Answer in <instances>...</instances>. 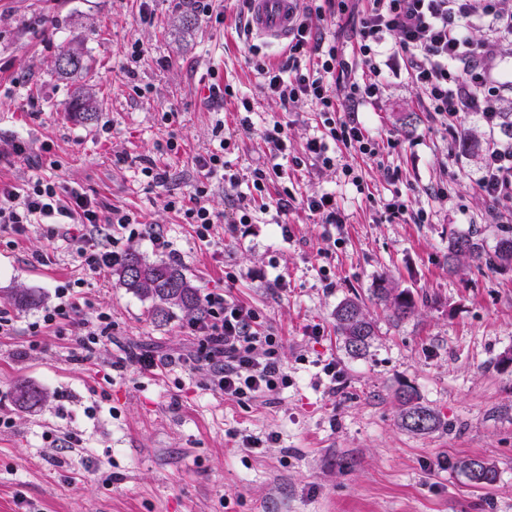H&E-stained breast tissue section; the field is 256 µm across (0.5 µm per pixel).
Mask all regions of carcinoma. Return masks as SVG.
<instances>
[{"instance_id": "1", "label": "carcinoma", "mask_w": 512, "mask_h": 512, "mask_svg": "<svg viewBox=\"0 0 512 512\" xmlns=\"http://www.w3.org/2000/svg\"><path fill=\"white\" fill-rule=\"evenodd\" d=\"M67 63L56 60L59 74L69 77L86 69L84 52L78 46L60 53ZM71 117L81 121H91L95 117L92 100L87 89L80 85L73 88L69 106ZM484 256L483 247L468 233H455L448 244V266L453 268L465 259L480 262ZM114 275L127 288L136 294L155 302L151 315L163 321L169 308L179 307L191 314L202 316L204 307L197 294V288L178 265L165 260L146 261L136 254L129 255ZM373 299L387 307L395 321H403L415 314L416 303L411 292L399 289L391 282L381 279L372 291ZM336 330L343 338L345 349L354 355L361 354L369 341L376 336V325L362 306L351 299L341 302L335 311ZM401 426L406 430L426 434L439 424L437 415L420 401L415 390L397 394Z\"/></svg>"}]
</instances>
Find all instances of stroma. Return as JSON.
Here are the masks:
<instances>
[{"mask_svg": "<svg viewBox=\"0 0 512 512\" xmlns=\"http://www.w3.org/2000/svg\"><path fill=\"white\" fill-rule=\"evenodd\" d=\"M365 6L349 0L315 34L350 51ZM212 7L207 16L196 0H0V180L23 184L38 166L152 225L200 294L224 292L279 336L288 384L243 402L213 390L207 366L185 362L198 348L190 315L174 307L154 321L151 300L113 275L79 290L80 317L112 315V341L95 361H78L67 335L31 348L28 326L58 286L77 278L76 254L55 224L33 225L15 244L0 237V306L15 317L13 335L0 336V416L12 421L0 428V512H512V364L503 361L512 354V264L448 267L452 234L475 231L489 253L512 235V223H490L474 184L486 141L502 130L469 115L472 141L464 143L432 120L392 59L381 97L358 110L384 143L382 161L352 159L360 185L338 169L283 165L296 196L335 195L341 223L299 206L288 213V234L271 210L231 235L216 224L201 243L166 206L188 195L197 156L234 138L229 161L243 177L270 160L260 136L269 121L287 123L293 156L324 130L311 102L285 111L263 90L242 0ZM135 41L147 49L138 61ZM75 44L89 59L80 78L96 100L89 122L67 119L72 82L54 66ZM214 83L250 98L251 128L234 100L211 99ZM167 112L177 113L175 123L164 122ZM408 112L419 117L410 133L400 123ZM171 138L178 151L160 153ZM18 140L37 152L15 155ZM149 161L160 183L142 175ZM443 182L452 187L445 200L436 196ZM397 193L425 208L428 223L390 218L384 205ZM38 251L45 262L34 260ZM380 279L412 293L413 317L393 321L375 303ZM26 290L38 293V305L19 307ZM346 299L363 302L377 321L361 356L336 334L334 311ZM141 351L165 366L117 367ZM331 361L334 381L323 372ZM21 383L40 391L37 405L18 402ZM405 387L437 415L434 431L401 427L396 394ZM270 433L268 446L243 445ZM71 435L81 446L61 447ZM467 457L492 464L496 483L470 486L457 467Z\"/></svg>", "mask_w": 512, "mask_h": 512, "instance_id": "obj_1", "label": "stroma"}]
</instances>
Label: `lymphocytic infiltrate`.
I'll list each match as a JSON object with an SVG mask.
<instances>
[{
	"label": "lymphocytic infiltrate",
	"mask_w": 512,
	"mask_h": 512,
	"mask_svg": "<svg viewBox=\"0 0 512 512\" xmlns=\"http://www.w3.org/2000/svg\"><path fill=\"white\" fill-rule=\"evenodd\" d=\"M356 30L355 56L345 59L338 47L314 40L312 21H324L347 10V0H296L295 25L284 59L274 64L255 61L266 93L289 108L299 101L315 104L325 129L323 136L307 143L305 158H293L294 166L311 162L320 169L341 167L353 175L351 165H339L330 146L342 144L355 154L375 158L381 152L355 113L356 108L378 98L383 83L385 60L399 56L410 79L425 94L427 110L433 119L456 131L467 115H478L488 129L501 124V102L512 91V80L498 72L499 62L493 47L512 44V8L504 0H368ZM315 52V63H307V52ZM373 73L370 81L358 79L354 66ZM270 147L273 163L254 168L248 191L241 197L240 223H247L249 211H266V199L273 174L279 173V157L288 149V126L270 121L262 131ZM231 140L220 142L219 149L198 157L200 177L191 186L188 199L174 198L167 206L183 211L200 242H210L216 215L207 199L212 181L223 178L237 185L236 175L228 171L226 159ZM480 195L491 205L489 217L497 223L512 221V141L486 143L484 158L476 179ZM52 219L65 227L64 235L76 248L78 267L92 278L107 276L115 253L98 241L104 231L138 235L129 213L118 207L101 206L85 192H62L57 178L32 174L19 186L0 182V233L19 241L28 238L33 224ZM56 304L42 309L30 324L32 336L63 335L75 330L77 357L94 361L102 340L112 337V316L98 311L77 319L78 299L72 286L56 291ZM205 313L193 320L200 338L199 359L212 372V385L225 396L238 400L256 398L287 384L276 336L263 326L257 312L224 293L204 296Z\"/></svg>",
	"instance_id": "1"
}]
</instances>
